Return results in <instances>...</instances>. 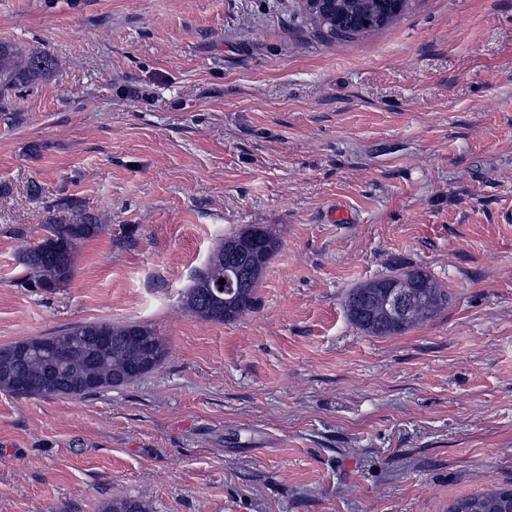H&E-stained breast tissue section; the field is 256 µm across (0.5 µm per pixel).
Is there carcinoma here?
Wrapping results in <instances>:
<instances>
[{"label": "carcinoma", "mask_w": 512, "mask_h": 512, "mask_svg": "<svg viewBox=\"0 0 512 512\" xmlns=\"http://www.w3.org/2000/svg\"><path fill=\"white\" fill-rule=\"evenodd\" d=\"M408 4L409 0H404L400 11L390 14L384 0H334V7L328 11H320L309 2L306 7L308 17L326 38L348 40L388 27ZM58 68L56 57L48 51L0 38V101L53 77ZM102 229L101 218L76 200L50 206L40 249L29 247L21 256L28 280L41 288L63 287L72 276L78 245ZM278 249V239L263 226L222 239L185 289L184 309L198 318L220 323L233 322L253 311L260 279ZM233 254L243 272V287L222 289L219 280ZM413 277L429 286L432 305L425 314L428 319L444 306L448 295L431 275L418 269L391 279L406 281ZM378 283L375 279L349 291L345 306L351 323L370 336H394L416 326L413 320L400 321L385 314L386 296ZM44 344L54 347V360L30 352L31 347ZM166 355L165 340L146 325L77 324L51 336L1 347L0 390L29 398L84 397L137 379L159 366ZM102 512L151 510L143 500L116 497L104 503ZM448 512H512V486L460 497Z\"/></svg>", "instance_id": "carcinoma-1"}]
</instances>
